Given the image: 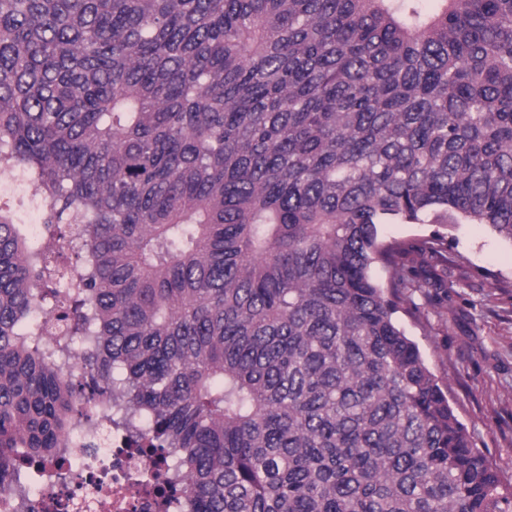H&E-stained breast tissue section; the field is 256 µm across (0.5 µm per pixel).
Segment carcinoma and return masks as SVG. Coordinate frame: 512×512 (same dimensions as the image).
I'll use <instances>...</instances> for the list:
<instances>
[{
  "mask_svg": "<svg viewBox=\"0 0 512 512\" xmlns=\"http://www.w3.org/2000/svg\"><path fill=\"white\" fill-rule=\"evenodd\" d=\"M424 2L0 0V167L85 251L72 292L0 208L3 472L118 393L184 512H507L381 226L512 241V0Z\"/></svg>",
  "mask_w": 512,
  "mask_h": 512,
  "instance_id": "carcinoma-1",
  "label": "carcinoma"
}]
</instances>
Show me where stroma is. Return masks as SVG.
Segmentation results:
<instances>
[{
  "label": "stroma",
  "instance_id": "1",
  "mask_svg": "<svg viewBox=\"0 0 512 512\" xmlns=\"http://www.w3.org/2000/svg\"><path fill=\"white\" fill-rule=\"evenodd\" d=\"M447 238V263L418 246ZM385 240L416 244L409 260L419 275L448 285L407 293L400 322L419 347L448 400L502 478L512 482V243L488 227L461 221L387 224Z\"/></svg>",
  "mask_w": 512,
  "mask_h": 512
}]
</instances>
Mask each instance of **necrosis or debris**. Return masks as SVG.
<instances>
[{
  "instance_id": "obj_1",
  "label": "necrosis or debris",
  "mask_w": 512,
  "mask_h": 512,
  "mask_svg": "<svg viewBox=\"0 0 512 512\" xmlns=\"http://www.w3.org/2000/svg\"><path fill=\"white\" fill-rule=\"evenodd\" d=\"M139 427L115 409L95 422H76L74 434L90 440L82 454L93 481L72 484L69 473L50 460L45 467L51 478L43 485L0 479V512H164L153 475L166 470V462L124 445Z\"/></svg>"
}]
</instances>
